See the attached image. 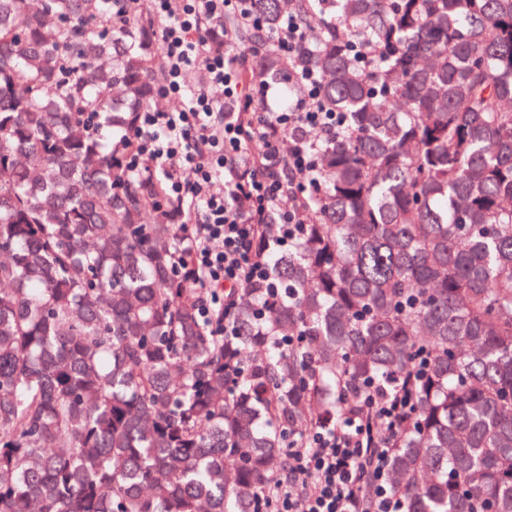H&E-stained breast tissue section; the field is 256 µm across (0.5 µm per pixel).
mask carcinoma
I'll return each mask as SVG.
<instances>
[{
  "mask_svg": "<svg viewBox=\"0 0 512 512\" xmlns=\"http://www.w3.org/2000/svg\"><path fill=\"white\" fill-rule=\"evenodd\" d=\"M322 2L247 79L315 70L348 130L271 257L294 297L227 293L225 336L162 183L99 133L156 103L145 9L0 0V512H265L285 448L370 420L386 379L412 394L374 428L404 512H512V0ZM361 400L374 418L392 427L399 423L402 413L411 404L406 392L389 395L383 388L375 385L363 389Z\"/></svg>",
  "mask_w": 512,
  "mask_h": 512,
  "instance_id": "1",
  "label": "carcinoma"
}]
</instances>
